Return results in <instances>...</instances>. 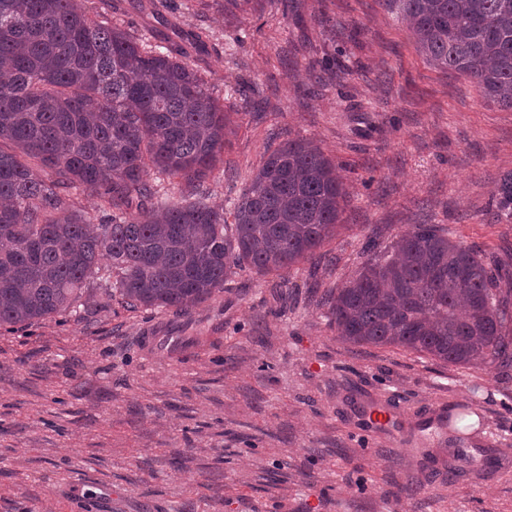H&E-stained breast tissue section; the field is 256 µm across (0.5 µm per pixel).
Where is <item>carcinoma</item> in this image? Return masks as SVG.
Returning a JSON list of instances; mask_svg holds the SVG:
<instances>
[{
	"label": "carcinoma",
	"mask_w": 512,
	"mask_h": 512,
	"mask_svg": "<svg viewBox=\"0 0 512 512\" xmlns=\"http://www.w3.org/2000/svg\"><path fill=\"white\" fill-rule=\"evenodd\" d=\"M436 69L472 78L512 109V0H382ZM148 51L78 0H0V326L75 307L87 283L131 308L187 314L238 268L289 271L322 258L346 197L336 164L290 139L224 210L197 199L160 206L143 174L188 182L211 173L231 118L198 71L204 29ZM82 186L109 213L71 209ZM512 219V174L493 195ZM497 267L435 224H418L394 253L362 266L330 296L336 336L395 346L451 365L512 366V319Z\"/></svg>",
	"instance_id": "carcinoma-1"
}]
</instances>
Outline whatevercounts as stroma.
Listing matches in <instances>:
<instances>
[{
    "label": "stroma",
    "mask_w": 512,
    "mask_h": 512,
    "mask_svg": "<svg viewBox=\"0 0 512 512\" xmlns=\"http://www.w3.org/2000/svg\"><path fill=\"white\" fill-rule=\"evenodd\" d=\"M146 47L171 35L128 0H81ZM209 30L190 57L235 115L224 164L195 190L147 172L158 201L230 207L270 151L309 139L346 183L318 267L236 270L181 316L86 289L79 315L0 326V512H512V369L341 342L326 300L418 224L507 271L512 109L431 67L380 0H169ZM175 336V355L142 337ZM389 411L391 437L366 425ZM493 217L500 220L503 217L512 219V174L506 175L496 188L493 195Z\"/></svg>",
    "instance_id": "35a3bbf8"
}]
</instances>
